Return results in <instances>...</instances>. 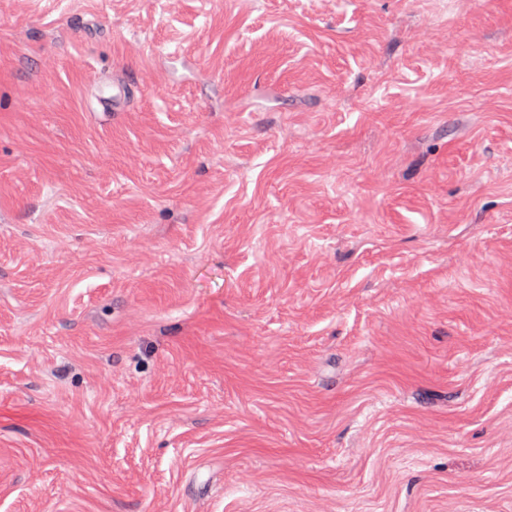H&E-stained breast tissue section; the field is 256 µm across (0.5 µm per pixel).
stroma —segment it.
Wrapping results in <instances>:
<instances>
[{
  "instance_id": "1",
  "label": "stroma",
  "mask_w": 512,
  "mask_h": 512,
  "mask_svg": "<svg viewBox=\"0 0 512 512\" xmlns=\"http://www.w3.org/2000/svg\"><path fill=\"white\" fill-rule=\"evenodd\" d=\"M0 512H512V0H0ZM140 92L138 85L126 81L119 74L112 72V76L100 75L92 85L96 105L94 112H124Z\"/></svg>"
}]
</instances>
